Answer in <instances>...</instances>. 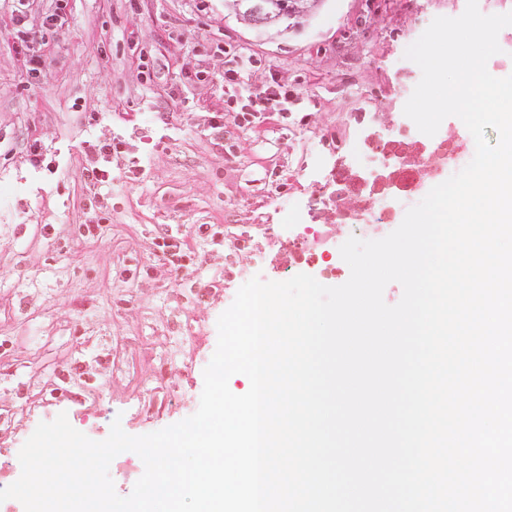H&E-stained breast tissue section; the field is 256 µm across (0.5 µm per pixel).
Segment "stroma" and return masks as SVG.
Here are the masks:
<instances>
[{"instance_id": "1", "label": "stroma", "mask_w": 512, "mask_h": 512, "mask_svg": "<svg viewBox=\"0 0 512 512\" xmlns=\"http://www.w3.org/2000/svg\"><path fill=\"white\" fill-rule=\"evenodd\" d=\"M466 0H322L291 28L248 25L215 0H70L69 37L48 43L43 83L30 85L17 59L8 13L0 14V486L21 475L10 451L39 423L66 414L89 438L113 421L131 435L193 415L204 369L217 346V320L258 256L270 281L288 278V242L278 224L336 234L329 203L339 165L371 155L365 124L409 125L403 108L421 79L405 56L439 16ZM180 25L197 39L252 54L240 83L197 101L177 67L155 85L140 75L142 31ZM288 87L285 105L252 126L228 112L236 99L270 83ZM99 98L89 117L88 91ZM224 113V140L183 123L187 112ZM107 123L124 141L139 179H112V217L99 239L78 238L86 201L70 176L78 143ZM57 135L47 166L23 162L44 125ZM67 231L43 238V225ZM223 229L214 246L208 225ZM187 235L189 268L158 278L155 239Z\"/></svg>"}]
</instances>
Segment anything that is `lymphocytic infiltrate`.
Wrapping results in <instances>:
<instances>
[{
  "label": "lymphocytic infiltrate",
  "mask_w": 512,
  "mask_h": 512,
  "mask_svg": "<svg viewBox=\"0 0 512 512\" xmlns=\"http://www.w3.org/2000/svg\"><path fill=\"white\" fill-rule=\"evenodd\" d=\"M35 0H8L13 21V49L20 57L32 80H41L51 61L42 47L46 34L63 38L68 31L69 0H50L51 7L42 16H35ZM149 53H170L181 68L192 70L200 90L240 78L250 69L247 56H239L235 68L224 66L223 47L197 48L189 37L174 27L153 33L147 44ZM288 89L282 85L264 87L238 102L235 117L248 124L262 123L268 111L287 102ZM126 151L121 140L113 137L109 126H99L94 135L84 140L72 173L85 190L88 208L79 226L80 238L88 243L100 235V226L112 215V164L124 158Z\"/></svg>",
  "instance_id": "1"
}]
</instances>
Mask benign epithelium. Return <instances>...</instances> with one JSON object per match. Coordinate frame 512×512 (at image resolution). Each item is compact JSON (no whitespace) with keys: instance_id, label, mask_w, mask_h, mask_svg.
<instances>
[{"instance_id":"7a95c632","label":"benign epithelium","mask_w":512,"mask_h":512,"mask_svg":"<svg viewBox=\"0 0 512 512\" xmlns=\"http://www.w3.org/2000/svg\"><path fill=\"white\" fill-rule=\"evenodd\" d=\"M400 145L394 146L389 127L369 124L364 129V142L380 158L370 159L364 169L341 168L336 181V197L345 202L340 217L352 223L366 220V208L377 200L390 204V222L399 218L404 198L427 190L448 173V165L462 153L460 140L446 136L435 138L413 135L406 128L398 132Z\"/></svg>"}]
</instances>
